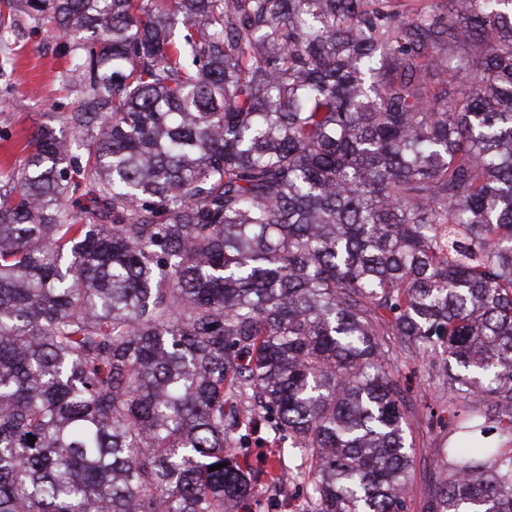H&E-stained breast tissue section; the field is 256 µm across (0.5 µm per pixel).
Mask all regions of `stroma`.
Returning a JSON list of instances; mask_svg holds the SVG:
<instances>
[{"label":"stroma","mask_w":512,"mask_h":512,"mask_svg":"<svg viewBox=\"0 0 512 512\" xmlns=\"http://www.w3.org/2000/svg\"><path fill=\"white\" fill-rule=\"evenodd\" d=\"M15 12L16 26L0 33V169L19 168L27 156L25 145L38 129L62 128L65 116L76 111L84 98L83 88L65 76L67 51L57 33L34 19L25 7H16ZM402 381L416 399L415 411L409 416L414 445L410 512H424L439 476L440 451L448 445L440 431L441 422L448 419V391L419 361L408 362ZM306 468L299 451L287 453V494L277 495L275 487L260 483L243 512H309L306 491L295 479Z\"/></svg>","instance_id":"stroma-1"}]
</instances>
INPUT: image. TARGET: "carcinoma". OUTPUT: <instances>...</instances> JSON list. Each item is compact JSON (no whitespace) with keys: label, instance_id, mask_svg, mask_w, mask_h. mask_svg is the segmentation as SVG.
Masks as SVG:
<instances>
[{"label":"carcinoma","instance_id":"carcinoma-1","mask_svg":"<svg viewBox=\"0 0 512 512\" xmlns=\"http://www.w3.org/2000/svg\"><path fill=\"white\" fill-rule=\"evenodd\" d=\"M26 3L89 91L0 172V512H239L262 424L409 512L402 358L426 512H512V0ZM409 394L416 397L415 413L409 414V440L414 445V465L409 484V512H425L424 506L439 476L436 466L441 448L448 447V388L430 377L421 361H410L402 371ZM446 409V411H445ZM440 421L442 424H440ZM442 430V433H440Z\"/></svg>","mask_w":512,"mask_h":512}]
</instances>
